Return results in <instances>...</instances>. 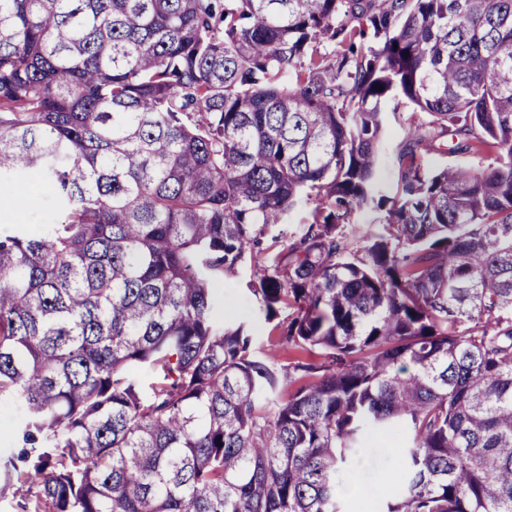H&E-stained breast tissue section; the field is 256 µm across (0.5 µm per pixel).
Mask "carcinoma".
Segmentation results:
<instances>
[{
	"label": "carcinoma",
	"mask_w": 512,
	"mask_h": 512,
	"mask_svg": "<svg viewBox=\"0 0 512 512\" xmlns=\"http://www.w3.org/2000/svg\"><path fill=\"white\" fill-rule=\"evenodd\" d=\"M447 136L492 161L428 169ZM17 180L60 213L0 224L20 512H347L387 431L382 512H512V0H0ZM246 266L268 321L293 309L263 351L214 320ZM394 102H390L385 108L384 114V140L380 151V162L377 170V181L387 195H394L396 191L395 174L393 164L398 152L399 143L402 141L403 119H399L392 112ZM401 435L390 433L382 438L371 441L365 448L358 464L350 477L351 485H369L375 489L374 495L365 499L368 504L363 503L362 508L366 512H380V482L391 470V467L397 463L398 452L401 446ZM352 491L359 495H367L370 489L367 487L354 485Z\"/></svg>",
	"instance_id": "obj_1"
}]
</instances>
